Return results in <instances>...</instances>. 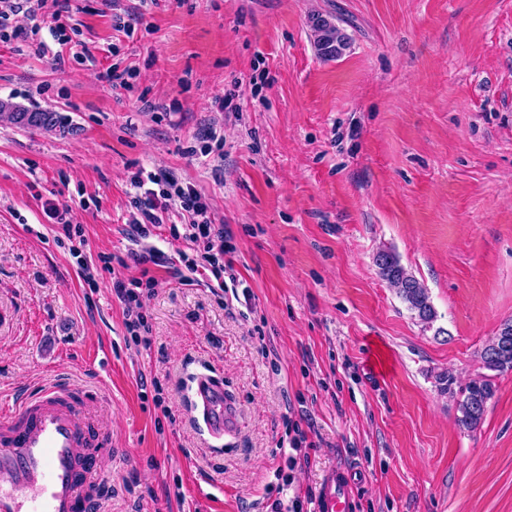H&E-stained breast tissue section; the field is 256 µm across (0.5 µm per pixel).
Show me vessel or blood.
Segmentation results:
<instances>
[{
    "mask_svg": "<svg viewBox=\"0 0 512 512\" xmlns=\"http://www.w3.org/2000/svg\"><path fill=\"white\" fill-rule=\"evenodd\" d=\"M193 396L212 437L235 431L237 409L222 383L198 375ZM93 403L55 380L0 413V512H91L106 492L96 457L112 445L109 429L89 412ZM353 484L349 468L332 469L318 512H351Z\"/></svg>",
    "mask_w": 512,
    "mask_h": 512,
    "instance_id": "b4317fda",
    "label": "vessel or blood"
}]
</instances>
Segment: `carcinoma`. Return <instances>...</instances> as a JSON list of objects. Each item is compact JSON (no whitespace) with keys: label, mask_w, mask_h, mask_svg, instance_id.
Here are the masks:
<instances>
[{"label":"carcinoma","mask_w":512,"mask_h":512,"mask_svg":"<svg viewBox=\"0 0 512 512\" xmlns=\"http://www.w3.org/2000/svg\"><path fill=\"white\" fill-rule=\"evenodd\" d=\"M310 29L317 54L326 59L340 57L349 46L348 37L332 21L319 14L310 17ZM0 123L15 126L30 132H59L69 130L66 117L52 110L27 107L10 100H0ZM380 277L406 304L407 309L424 326L429 327L437 318L428 289L400 262L389 249L378 251L374 259ZM483 367L492 372H512V322L502 324L499 333L481 351ZM495 392L490 375H482L471 381L460 391L457 401L458 424L467 429H476L486 412L488 402Z\"/></svg>","instance_id":"1"}]
</instances>
